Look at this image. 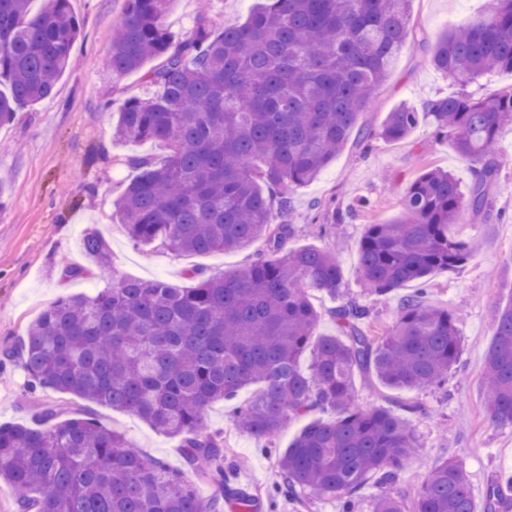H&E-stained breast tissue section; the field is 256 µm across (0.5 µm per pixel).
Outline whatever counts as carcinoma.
<instances>
[{
	"label": "carcinoma",
	"instance_id": "obj_1",
	"mask_svg": "<svg viewBox=\"0 0 512 512\" xmlns=\"http://www.w3.org/2000/svg\"><path fill=\"white\" fill-rule=\"evenodd\" d=\"M30 2L0 0V126L51 96L81 34L69 0H44L36 14ZM171 2L124 0L106 60L112 79L142 70L153 87L121 105L117 138L168 150L162 162L128 159L137 174L116 213L136 245L159 241L194 255L261 240L265 254L231 274L193 269L192 288L119 279L93 296H62L0 353L21 359L30 391L87 402L77 412L43 400L33 424H0V482L17 512H224L226 500L235 512H256L257 498L224 468L222 433L207 424L213 402L255 384L260 391L233 418L267 447L288 421L333 414L312 419L278 456L275 497L337 499L342 512H361L359 492L374 477L371 512H474L469 475L453 459L435 464L414 493H390L417 448L411 419L426 412L398 393L447 381L458 362L455 317L428 304L423 285L472 255L448 227L487 204L498 136L512 124V87L486 97L462 90L387 114L384 140L404 139L426 120L482 169L465 191L452 174L429 169L406 186L397 218L368 225L359 250L366 290L419 285L391 329L372 336L367 308L344 297L336 251L284 250L294 228L276 214L336 158L374 102L410 36V0H264L220 33L203 12L180 40L164 24ZM430 63L462 84L512 73V0H493L486 17L443 34ZM83 250L99 276L111 275L102 237L86 235ZM315 291L338 301L332 336L315 334ZM358 373L393 391L390 406L357 403ZM483 400L495 425L512 427V294L493 314ZM94 406L180 437L183 468L102 425ZM200 483L213 487L211 497L198 494ZM510 491L512 478L488 488L484 512H508Z\"/></svg>",
	"mask_w": 512,
	"mask_h": 512
}]
</instances>
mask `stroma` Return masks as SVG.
Here are the masks:
<instances>
[{
    "label": "stroma",
    "instance_id": "obj_1",
    "mask_svg": "<svg viewBox=\"0 0 512 512\" xmlns=\"http://www.w3.org/2000/svg\"><path fill=\"white\" fill-rule=\"evenodd\" d=\"M81 23L73 54L76 64L58 80L50 98L18 112L0 128V350L14 344L38 314L58 297L96 294L108 284L94 277L64 278L62 263L89 266L80 239L100 233L110 246L116 276L163 279L190 288L189 268L220 275L247 266L261 244L243 250L183 256L164 245L133 244L115 215L114 203L135 174L131 155L163 158L155 142L124 143L112 136L115 113L133 96L149 93L141 74L112 80L105 61L123 0H71ZM491 0H412L411 34L379 87L373 109L360 114L344 150L319 177L292 192L286 221L294 227L288 245L331 247L342 241L339 261L342 288L369 309L367 326L379 335L396 318L406 285L387 295L366 293L358 276L359 246L367 225L394 219L403 189L419 174L439 168L454 173L462 185L475 179L474 167L423 123L405 140L388 142L379 132L388 112L401 103L416 107L458 85L430 62V48L447 30L487 13ZM490 205L451 225L450 234L471 243L472 257L428 281L430 304L461 313L459 361L444 385L420 393L428 415L416 419L419 458L400 475L398 490L416 489L438 461L462 462L471 480L478 512L487 489L512 472V428L494 425L483 405V359L492 340L490 318L512 294V125L499 136ZM34 400L19 361L0 365V423H29ZM102 424L124 434L142 451L183 466L181 440L152 430L135 416L105 406L94 409ZM212 429L224 434V463L236 471L238 484L266 495L278 475L276 453L241 432L227 402L208 410Z\"/></svg>",
    "mask_w": 512,
    "mask_h": 512
}]
</instances>
